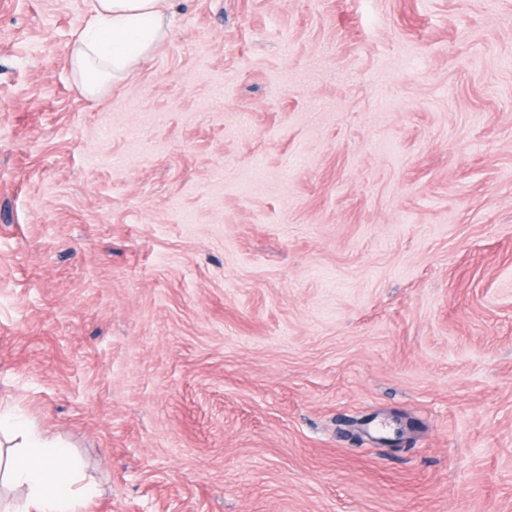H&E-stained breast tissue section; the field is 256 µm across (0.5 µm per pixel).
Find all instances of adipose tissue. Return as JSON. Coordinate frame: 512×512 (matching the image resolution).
<instances>
[{"instance_id":"1","label":"adipose tissue","mask_w":512,"mask_h":512,"mask_svg":"<svg viewBox=\"0 0 512 512\" xmlns=\"http://www.w3.org/2000/svg\"><path fill=\"white\" fill-rule=\"evenodd\" d=\"M168 34L166 0H95L93 14L73 46V65L84 96L99 95L110 80L151 55ZM2 430L19 432L27 455L20 463L6 462L0 472L26 491L17 512H77L91 487L78 485L63 473V466L71 462L66 445L13 415H0Z\"/></svg>"}]
</instances>
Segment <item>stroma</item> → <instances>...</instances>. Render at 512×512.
Returning <instances> with one entry per match:
<instances>
[{
	"label": "stroma",
	"mask_w": 512,
	"mask_h": 512,
	"mask_svg": "<svg viewBox=\"0 0 512 512\" xmlns=\"http://www.w3.org/2000/svg\"><path fill=\"white\" fill-rule=\"evenodd\" d=\"M0 0V409L80 512H512V0ZM166 0H95L73 46V65L86 97L100 94L147 58L169 34Z\"/></svg>",
	"instance_id": "35a3bbf8"
}]
</instances>
